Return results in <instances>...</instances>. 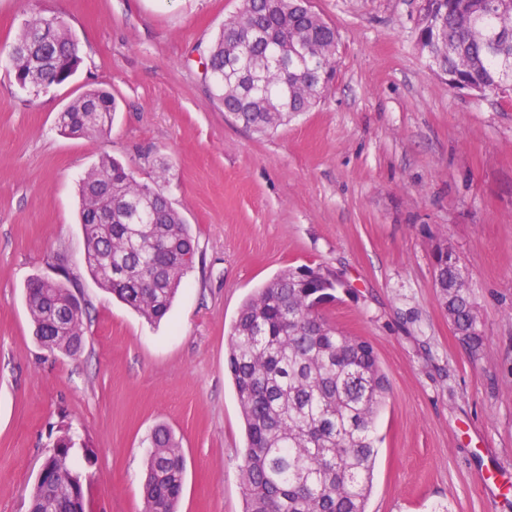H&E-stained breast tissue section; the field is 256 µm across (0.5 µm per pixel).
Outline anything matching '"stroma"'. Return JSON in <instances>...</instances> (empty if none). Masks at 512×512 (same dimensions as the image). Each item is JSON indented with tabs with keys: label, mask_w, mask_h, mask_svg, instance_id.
I'll use <instances>...</instances> for the list:
<instances>
[{
	"label": "stroma",
	"mask_w": 512,
	"mask_h": 512,
	"mask_svg": "<svg viewBox=\"0 0 512 512\" xmlns=\"http://www.w3.org/2000/svg\"><path fill=\"white\" fill-rule=\"evenodd\" d=\"M241 0H0V512H26L64 433L90 512H143L160 424L187 461L179 512H244V422L226 368L242 303L280 271L347 287L326 318L368 340L391 391L367 512H512V100L459 94L415 46L420 0H311L339 34L337 78L270 136L224 118L202 62ZM78 40L73 82L20 88L9 46L31 15ZM89 88L118 103L101 137L56 117ZM108 155L158 183L198 257L151 323L88 275L78 182ZM469 274L484 345L441 307L436 256ZM67 271L80 356L35 339L25 287Z\"/></svg>",
	"instance_id": "stroma-1"
}]
</instances>
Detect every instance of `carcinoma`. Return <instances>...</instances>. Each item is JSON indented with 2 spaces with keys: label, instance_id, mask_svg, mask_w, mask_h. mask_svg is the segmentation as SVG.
<instances>
[{
  "label": "carcinoma",
  "instance_id": "obj_1",
  "mask_svg": "<svg viewBox=\"0 0 512 512\" xmlns=\"http://www.w3.org/2000/svg\"><path fill=\"white\" fill-rule=\"evenodd\" d=\"M432 21L417 45L438 74L452 72L486 91L512 84V34L497 15L512 0H428ZM59 17L34 16L10 46L12 67L37 70L54 83L78 67L77 46ZM305 53L284 72L275 64L296 43ZM336 27L307 0H242L224 21L208 56L226 112L268 135L311 111L336 76ZM112 96L87 90L57 116L66 136L108 130ZM83 262L100 287L150 321L168 312L197 245L165 195L138 182L122 163L103 156L81 179ZM465 277L455 262L437 265L434 288L458 340L473 354L483 347ZM64 279L36 277L26 300L40 345L67 357L81 354L84 312ZM341 281L301 265L282 271L240 308L228 337L227 370L234 382L247 446L240 470L244 512H366L377 457L375 425L390 393L372 344L325 317ZM47 477L34 482L31 512H68L65 492L84 484L50 455ZM186 474L180 442L166 426L151 438L142 483L144 512H178Z\"/></svg>",
  "mask_w": 512,
  "mask_h": 512
}]
</instances>
